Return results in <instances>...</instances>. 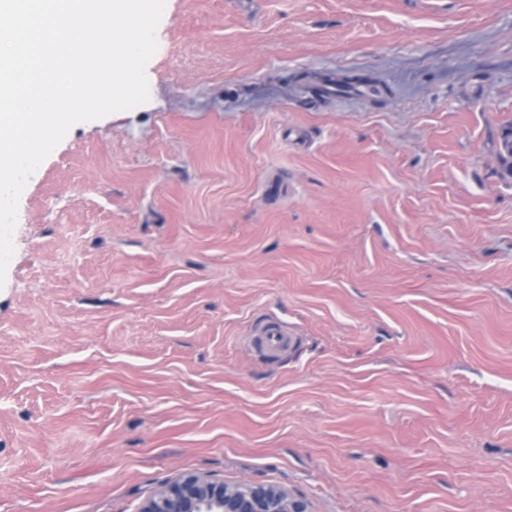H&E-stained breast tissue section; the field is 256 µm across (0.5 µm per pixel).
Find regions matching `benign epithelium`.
Returning a JSON list of instances; mask_svg holds the SVG:
<instances>
[{"label": "benign epithelium", "instance_id": "benign-epithelium-1", "mask_svg": "<svg viewBox=\"0 0 512 512\" xmlns=\"http://www.w3.org/2000/svg\"><path fill=\"white\" fill-rule=\"evenodd\" d=\"M139 512H308L306 502L273 485L228 484L185 474L145 500Z\"/></svg>", "mask_w": 512, "mask_h": 512}]
</instances>
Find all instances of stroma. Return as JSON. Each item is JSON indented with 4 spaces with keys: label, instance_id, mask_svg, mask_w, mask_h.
Returning a JSON list of instances; mask_svg holds the SVG:
<instances>
[{
    "label": "stroma",
    "instance_id": "obj_1",
    "mask_svg": "<svg viewBox=\"0 0 512 512\" xmlns=\"http://www.w3.org/2000/svg\"><path fill=\"white\" fill-rule=\"evenodd\" d=\"M156 40L148 101L19 199L0 512H138L184 474L512 512V0H166ZM258 344L266 354L275 355L288 348L291 337L288 329L276 322L261 326L257 331Z\"/></svg>",
    "mask_w": 512,
    "mask_h": 512
}]
</instances>
